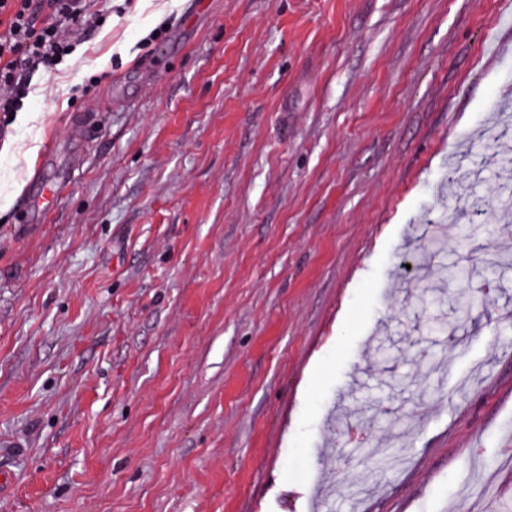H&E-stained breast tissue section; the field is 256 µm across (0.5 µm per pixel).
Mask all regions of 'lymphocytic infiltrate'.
<instances>
[{
	"label": "lymphocytic infiltrate",
	"mask_w": 512,
	"mask_h": 512,
	"mask_svg": "<svg viewBox=\"0 0 512 512\" xmlns=\"http://www.w3.org/2000/svg\"><path fill=\"white\" fill-rule=\"evenodd\" d=\"M87 0H0V112L17 111L26 93L24 77L49 72L73 49L88 23ZM49 20L40 24L38 13Z\"/></svg>",
	"instance_id": "f902f5d3"
}]
</instances>
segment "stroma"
I'll use <instances>...</instances> for the list:
<instances>
[{"label":"stroma","instance_id":"obj_1","mask_svg":"<svg viewBox=\"0 0 512 512\" xmlns=\"http://www.w3.org/2000/svg\"><path fill=\"white\" fill-rule=\"evenodd\" d=\"M90 12L0 122V512H512V0ZM28 186L31 194L32 208L40 210L43 206L47 205L51 196L64 189L65 180L60 178L54 183H47L36 172L29 180Z\"/></svg>","mask_w":512,"mask_h":512}]
</instances>
